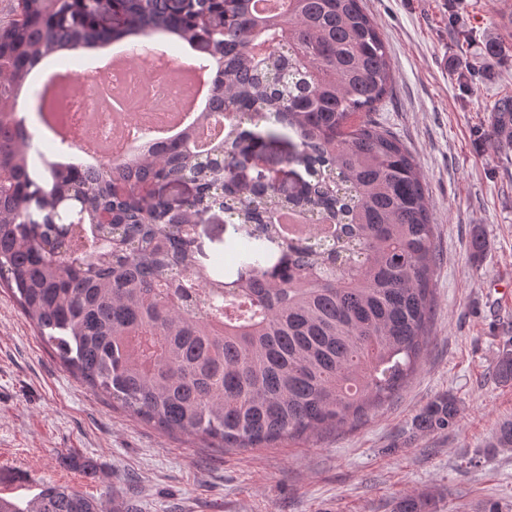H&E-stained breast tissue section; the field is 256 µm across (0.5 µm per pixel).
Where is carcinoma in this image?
<instances>
[{"label": "carcinoma", "instance_id": "1", "mask_svg": "<svg viewBox=\"0 0 512 512\" xmlns=\"http://www.w3.org/2000/svg\"><path fill=\"white\" fill-rule=\"evenodd\" d=\"M106 10L122 14L121 30L99 24ZM155 34L217 63L193 124L148 155L99 166L31 153L15 114L40 59ZM391 87L386 42L362 0H288L287 13L268 16L251 0H15L0 24V284L76 377L164 432L256 448L360 422L415 370L433 309L425 180L371 117ZM507 119L506 102L490 113L492 144L512 146ZM203 123L224 126L205 154ZM287 130L296 143L283 162L306 174L291 196L273 171L239 174ZM184 179L197 185L192 198L149 191ZM211 207L263 244L231 246L228 282L188 232ZM72 210L77 239L59 223ZM494 371L512 381V349ZM458 411L441 395L415 422L448 429ZM493 447L512 449V420ZM435 510L421 494L395 505ZM0 512H112V501L46 484L24 506L0 498Z\"/></svg>", "mask_w": 512, "mask_h": 512}]
</instances>
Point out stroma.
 <instances>
[{
	"label": "stroma",
	"mask_w": 512,
	"mask_h": 512,
	"mask_svg": "<svg viewBox=\"0 0 512 512\" xmlns=\"http://www.w3.org/2000/svg\"><path fill=\"white\" fill-rule=\"evenodd\" d=\"M363 4L393 72L374 117L414 156L436 225L430 330L407 385L356 426L220 448L93 394L0 288V496L24 504L51 483L111 499L115 512H394L407 493L439 512L512 504V449L493 445L512 419V382L493 375L512 342V147L485 137L495 102L512 97V0ZM478 232L488 250L477 258ZM234 236L246 233L221 213L199 227L227 278ZM444 394L459 403L456 426L418 429L416 415Z\"/></svg>",
	"instance_id": "obj_1"
}]
</instances>
